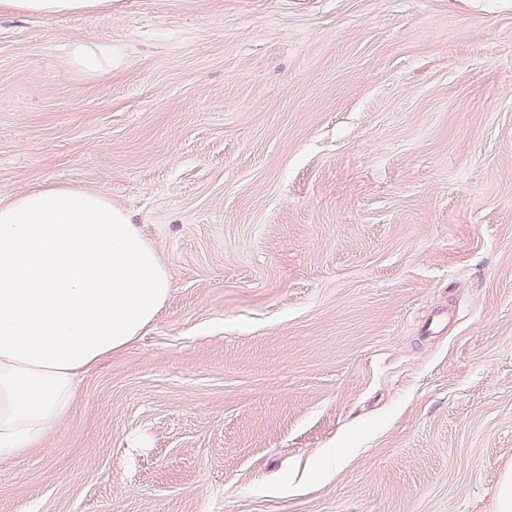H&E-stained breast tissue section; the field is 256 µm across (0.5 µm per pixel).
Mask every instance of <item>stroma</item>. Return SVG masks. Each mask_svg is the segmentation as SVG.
Here are the masks:
<instances>
[{
  "mask_svg": "<svg viewBox=\"0 0 512 512\" xmlns=\"http://www.w3.org/2000/svg\"><path fill=\"white\" fill-rule=\"evenodd\" d=\"M53 186L128 212L171 287L0 458V512H494L512 0H0V205ZM8 4L21 13L66 16L95 9L100 0H9ZM71 62L78 69L95 74L102 70L105 64H112V48L107 51L100 45H76L71 50Z\"/></svg>",
  "mask_w": 512,
  "mask_h": 512,
  "instance_id": "obj_1",
  "label": "stroma"
}]
</instances>
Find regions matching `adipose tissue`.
<instances>
[{
	"mask_svg": "<svg viewBox=\"0 0 512 512\" xmlns=\"http://www.w3.org/2000/svg\"><path fill=\"white\" fill-rule=\"evenodd\" d=\"M170 278L104 195L35 188L0 206V458L63 418L79 375L140 336Z\"/></svg>",
	"mask_w": 512,
	"mask_h": 512,
	"instance_id": "obj_1",
	"label": "adipose tissue"
}]
</instances>
